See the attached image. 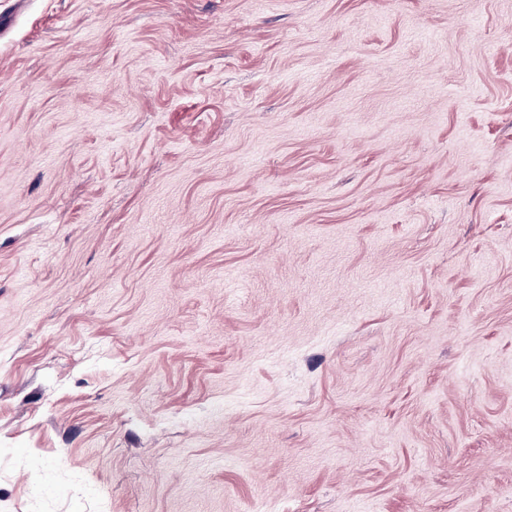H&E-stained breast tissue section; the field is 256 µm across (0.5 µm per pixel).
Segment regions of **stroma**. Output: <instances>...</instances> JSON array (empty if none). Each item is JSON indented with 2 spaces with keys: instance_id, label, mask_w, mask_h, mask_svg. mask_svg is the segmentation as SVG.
Wrapping results in <instances>:
<instances>
[{
  "instance_id": "obj_1",
  "label": "stroma",
  "mask_w": 512,
  "mask_h": 512,
  "mask_svg": "<svg viewBox=\"0 0 512 512\" xmlns=\"http://www.w3.org/2000/svg\"><path fill=\"white\" fill-rule=\"evenodd\" d=\"M0 512H512V0H0Z\"/></svg>"
}]
</instances>
